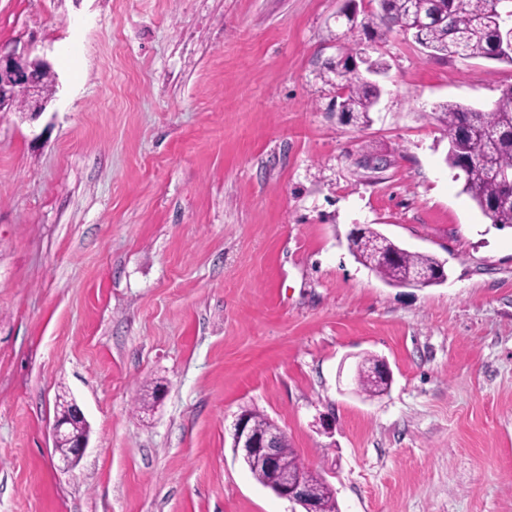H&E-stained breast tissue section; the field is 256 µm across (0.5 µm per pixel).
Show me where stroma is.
Here are the masks:
<instances>
[{"label":"stroma","mask_w":512,"mask_h":512,"mask_svg":"<svg viewBox=\"0 0 512 512\" xmlns=\"http://www.w3.org/2000/svg\"><path fill=\"white\" fill-rule=\"evenodd\" d=\"M348 8L372 4L0 0V51L60 83L0 112V512H291L233 451L245 410L340 512H512V227L429 117L491 109L512 64L371 40ZM347 47L384 68L365 124L325 71ZM364 225L446 281L387 285L348 248ZM367 355L374 399L339 385ZM65 392L90 425L70 469ZM56 406L58 410L52 427L53 443L55 449L60 453L62 461L70 465L77 462L87 447L89 439L88 430L78 437H73V426L77 422L86 423L87 420L78 404L72 398L68 399L66 396L58 397ZM65 440H70V448H63V451H60L56 446Z\"/></svg>","instance_id":"obj_1"}]
</instances>
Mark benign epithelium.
<instances>
[{
    "instance_id": "obj_1",
    "label": "benign epithelium",
    "mask_w": 512,
    "mask_h": 512,
    "mask_svg": "<svg viewBox=\"0 0 512 512\" xmlns=\"http://www.w3.org/2000/svg\"><path fill=\"white\" fill-rule=\"evenodd\" d=\"M51 70L43 60H23L13 54H0V112L15 106L17 94L25 95V107L36 112L43 109L46 94L42 76ZM57 415L52 427L53 443L70 441V447L60 452L61 459L70 465L79 459L87 447L89 433L72 436L74 424L85 421L84 414L72 398H57ZM285 434L277 428L258 432L248 413H241L233 427L234 451L249 466L266 470L275 476L274 493L301 507V512H319V505L310 490L312 472L293 470L281 462L280 448Z\"/></svg>"
}]
</instances>
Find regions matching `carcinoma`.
Here are the masks:
<instances>
[{
	"mask_svg": "<svg viewBox=\"0 0 512 512\" xmlns=\"http://www.w3.org/2000/svg\"><path fill=\"white\" fill-rule=\"evenodd\" d=\"M380 13L371 12L352 26H360L365 33L380 38L394 31H406L418 26V17L411 0H383ZM441 19L417 30L423 43L435 54L467 58H495L512 63V51L506 46L512 15V0H428ZM353 49L347 48L334 62L326 65V72L336 79L341 98L340 109L348 113L347 121L364 124L369 112L378 102L381 92L377 85L359 76H351L349 61ZM435 119L448 131L447 161L455 167L460 155L472 158L463 174V192L475 203L491 223L512 226V186L500 182L491 174L495 167L512 169V87L506 89L497 105L482 112L458 103L439 106ZM355 257L381 279L395 286L405 284L418 271H436L442 262L435 256L410 252L392 241L380 239V233L364 229L361 236L350 240ZM376 358H365L357 365L354 380L357 392L374 398L390 387L386 379H378L372 368ZM322 512H339L335 492L322 482L313 483Z\"/></svg>",
	"mask_w": 512,
	"mask_h": 512,
	"instance_id": "cac0c4a2",
	"label": "carcinoma"
}]
</instances>
